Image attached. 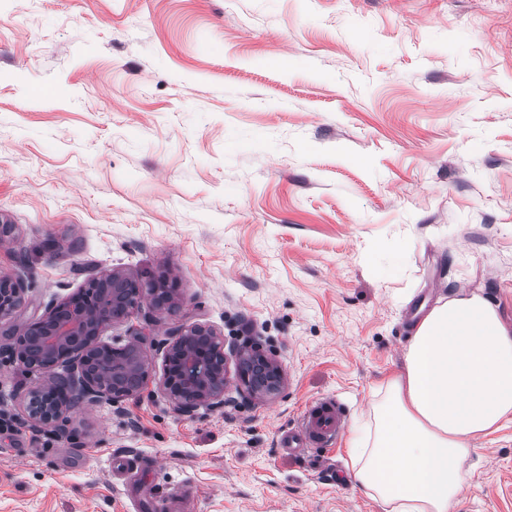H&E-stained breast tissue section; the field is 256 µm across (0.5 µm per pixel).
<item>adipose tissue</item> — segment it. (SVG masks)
Wrapping results in <instances>:
<instances>
[{"label": "adipose tissue", "mask_w": 512, "mask_h": 512, "mask_svg": "<svg viewBox=\"0 0 512 512\" xmlns=\"http://www.w3.org/2000/svg\"><path fill=\"white\" fill-rule=\"evenodd\" d=\"M512 421V329L479 295L448 299L421 320L404 371L386 384L352 479L389 512H449L475 438Z\"/></svg>", "instance_id": "obj_1"}]
</instances>
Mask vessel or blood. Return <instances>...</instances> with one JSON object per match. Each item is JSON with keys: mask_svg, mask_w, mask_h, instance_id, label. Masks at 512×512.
<instances>
[{"mask_svg": "<svg viewBox=\"0 0 512 512\" xmlns=\"http://www.w3.org/2000/svg\"><path fill=\"white\" fill-rule=\"evenodd\" d=\"M344 428L342 404L332 397L322 398L305 408L298 428L282 439L281 446L291 454L301 448H332Z\"/></svg>", "mask_w": 512, "mask_h": 512, "instance_id": "vessel-or-blood-1", "label": "vessel or blood"}]
</instances>
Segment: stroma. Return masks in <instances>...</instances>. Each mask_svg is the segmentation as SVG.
<instances>
[{
	"label": "stroma",
	"mask_w": 512,
	"mask_h": 512,
	"mask_svg": "<svg viewBox=\"0 0 512 512\" xmlns=\"http://www.w3.org/2000/svg\"><path fill=\"white\" fill-rule=\"evenodd\" d=\"M170 275L138 396L27 423L13 326L97 272ZM0 512H384L353 438L416 323L477 294L512 328V0H0ZM252 340L283 389L180 414L170 327ZM340 400L331 449H281ZM451 512H512V426ZM27 286L11 274L0 273V322L11 318L22 306Z\"/></svg>",
	"instance_id": "1"
}]
</instances>
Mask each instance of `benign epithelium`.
I'll list each match as a JSON object with an SVG mask.
<instances>
[{
	"label": "benign epithelium",
	"mask_w": 512,
	"mask_h": 512,
	"mask_svg": "<svg viewBox=\"0 0 512 512\" xmlns=\"http://www.w3.org/2000/svg\"><path fill=\"white\" fill-rule=\"evenodd\" d=\"M25 292L21 278L0 273V322L17 312ZM146 299L151 310L160 311L180 296L165 276L144 281L112 269L90 277L77 292L50 304L42 316L13 332L12 358L49 376V383L37 386L25 400L29 422L58 428L83 402L117 404L143 390L148 369L144 332L129 330L127 342L115 347L103 337L112 324L141 311ZM232 354L240 393L254 399L280 392L283 369L259 346L245 344ZM226 363L224 342L211 326L197 322L175 326L163 343V391L182 413L220 406L228 383Z\"/></svg>",
	"instance_id": "obj_1"
}]
</instances>
